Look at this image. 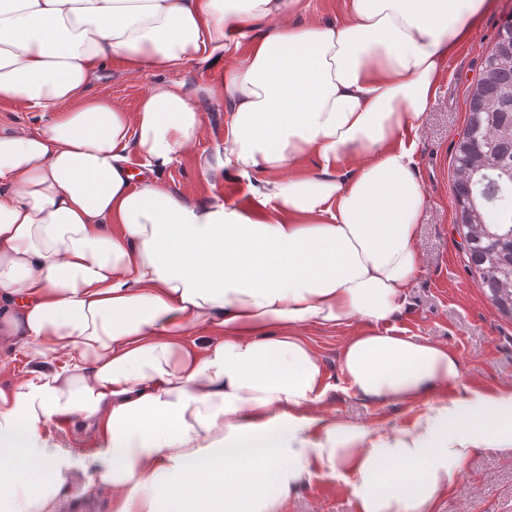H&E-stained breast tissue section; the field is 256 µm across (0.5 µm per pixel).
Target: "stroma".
<instances>
[{
    "mask_svg": "<svg viewBox=\"0 0 512 512\" xmlns=\"http://www.w3.org/2000/svg\"><path fill=\"white\" fill-rule=\"evenodd\" d=\"M512 13V0H488L470 38L449 57L442 70L436 96L423 125L413 134L414 172L427 198L419 227L417 248L421 270L407 290V301L393 322L400 335L439 343L455 352L461 362L452 396L473 390L512 386V320L503 317L478 286V276L467 265L456 227L452 148L467 120V88L475 78L498 27ZM160 71H128L120 58H112L87 93L135 110ZM207 134L162 176L171 190L193 198L250 201L245 185L227 178L206 183L197 157L213 153L223 139L227 114L223 105L209 106ZM357 330L306 328L305 336L321 357L331 389L324 409L381 431L409 423L413 411L406 405L380 406L345 392L338 352ZM348 474L317 469L313 478L284 503L281 512H356ZM439 512H512V450L491 448L470 460L458 484L440 503Z\"/></svg>",
    "mask_w": 512,
    "mask_h": 512,
    "instance_id": "1",
    "label": "stroma"
}]
</instances>
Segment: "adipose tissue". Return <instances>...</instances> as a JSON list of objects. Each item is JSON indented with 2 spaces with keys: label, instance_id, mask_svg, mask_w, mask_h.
I'll list each match as a JSON object with an SVG mask.
<instances>
[{
  "label": "adipose tissue",
  "instance_id": "ef3b65f1",
  "mask_svg": "<svg viewBox=\"0 0 512 512\" xmlns=\"http://www.w3.org/2000/svg\"><path fill=\"white\" fill-rule=\"evenodd\" d=\"M485 5L344 0L300 23L305 0H0V102L54 114L0 129V340L32 364L0 388L6 512L99 485L111 512H279L319 467L351 475L357 512H438L471 458L512 447V387L449 395L458 356L388 327L420 268L410 135ZM115 56L224 74L156 82L129 112L86 93ZM207 98L230 121L201 176L247 181L252 206L158 181ZM355 321L348 391L409 424L324 411L303 330ZM63 424L92 458L55 442ZM54 435L74 448L76 453L90 457L97 450V441L91 432H84L78 425L54 431Z\"/></svg>",
  "mask_w": 512,
  "mask_h": 512
}]
</instances>
